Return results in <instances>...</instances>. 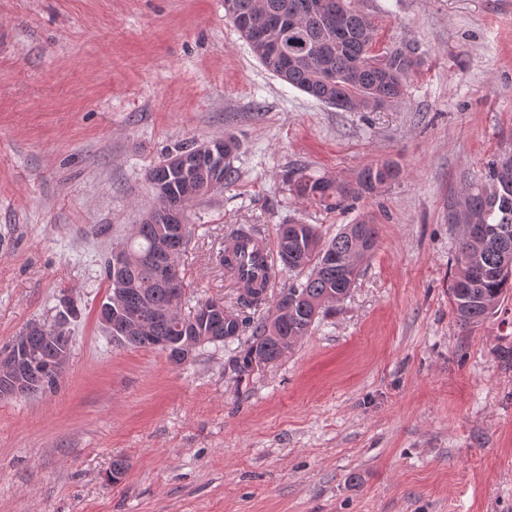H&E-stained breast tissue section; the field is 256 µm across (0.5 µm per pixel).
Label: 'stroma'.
<instances>
[{"instance_id": "stroma-1", "label": "stroma", "mask_w": 512, "mask_h": 512, "mask_svg": "<svg viewBox=\"0 0 512 512\" xmlns=\"http://www.w3.org/2000/svg\"><path fill=\"white\" fill-rule=\"evenodd\" d=\"M356 4L378 49L422 58L376 112L268 72L224 0H0V350L62 297L80 311L57 390L0 398V512H512V298L467 331L448 304V211L512 153V0ZM226 135L237 179L190 212L184 311L234 307L232 225L379 228L349 297L243 379L231 349L176 367L98 319L105 261L153 203L147 171ZM385 161L399 178L350 210L289 183Z\"/></svg>"}]
</instances>
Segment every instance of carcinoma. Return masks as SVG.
<instances>
[{"label":"carcinoma","instance_id":"carcinoma-1","mask_svg":"<svg viewBox=\"0 0 512 512\" xmlns=\"http://www.w3.org/2000/svg\"><path fill=\"white\" fill-rule=\"evenodd\" d=\"M308 2L224 0V12L233 17V25L268 71L322 103L347 112H367L400 99L419 65L414 50L398 47L371 53L376 30L360 13L356 0H324L325 9L320 13L309 12ZM207 145L212 151L209 156L201 155L195 144L176 151V157L193 171L190 180L164 160L149 171V183L166 189L165 202L154 201L122 244L130 259L127 304L139 309V321L131 325L114 313L113 331L129 346L154 349L163 341L177 349L199 337L209 338L213 344L220 339L228 347L248 330V343L225 364L243 378L261 363L277 361L307 335L320 314L350 294L358 274L330 260L329 255L354 252L357 262L365 261L378 244V227L364 216L325 241L314 224L288 225V271L306 270L308 274L306 281L288 286L269 321L246 314L266 299L256 288L237 295V309L222 320L190 323L166 316L164 312L184 304L186 283L180 276L171 285L156 278L150 259L156 241L163 236L165 225L172 223V212L183 213L182 230L173 241L176 256H181L191 234L190 208L212 191L236 181L230 165L236 149L233 139H214ZM504 160L500 156L490 163L485 179L467 189L448 217L465 227L479 225L487 234L484 239L465 231L458 242L448 302L456 323L464 329L496 314L512 293V276L502 272L504 266L512 267V163L506 165ZM398 174V168L390 163H372L359 171L353 184L301 175L294 179L293 187L300 197L333 210L349 199L377 191ZM49 329L48 339L34 332L25 346L17 349L11 345L0 351V360H17L24 369L41 375V394L54 391L59 383V378L42 372V367L71 349V337L64 329L55 324Z\"/></svg>","mask_w":512,"mask_h":512}]
</instances>
